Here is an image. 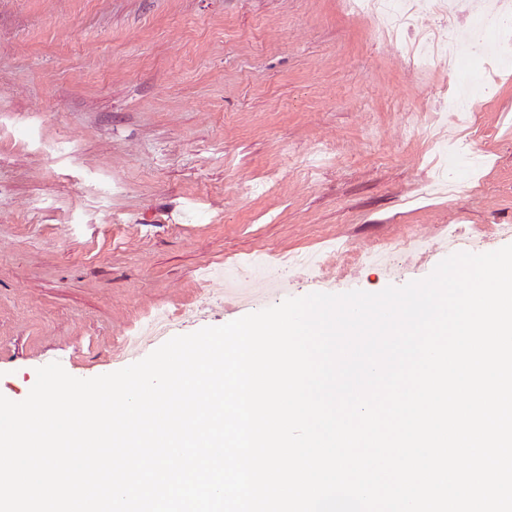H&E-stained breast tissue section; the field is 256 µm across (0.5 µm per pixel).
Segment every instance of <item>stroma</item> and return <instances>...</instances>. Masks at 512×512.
I'll use <instances>...</instances> for the list:
<instances>
[{"mask_svg":"<svg viewBox=\"0 0 512 512\" xmlns=\"http://www.w3.org/2000/svg\"><path fill=\"white\" fill-rule=\"evenodd\" d=\"M470 3L418 0L417 24L465 28ZM372 27L343 0H0V395L54 361L116 371L160 310L192 309L180 335L240 318L200 271L260 249L324 250V276L376 293L429 276L448 226L503 247L512 64L461 127L446 56L415 66ZM447 133L483 156L450 198L429 192ZM412 237L429 249L396 277L360 260Z\"/></svg>","mask_w":512,"mask_h":512,"instance_id":"obj_1","label":"stroma"}]
</instances>
